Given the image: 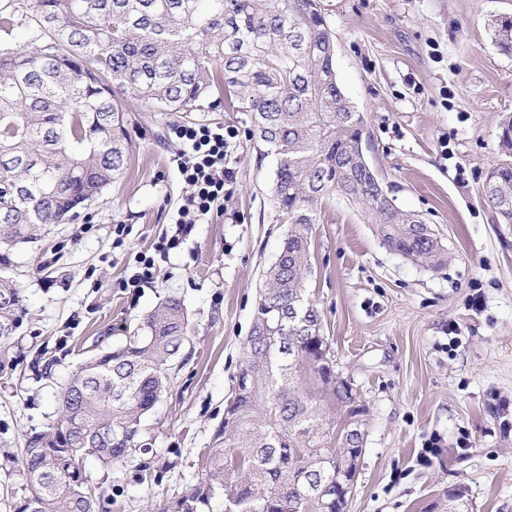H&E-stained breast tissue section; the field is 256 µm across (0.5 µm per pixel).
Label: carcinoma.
Here are the masks:
<instances>
[{"label":"carcinoma","instance_id":"cac0c4a2","mask_svg":"<svg viewBox=\"0 0 512 512\" xmlns=\"http://www.w3.org/2000/svg\"><path fill=\"white\" fill-rule=\"evenodd\" d=\"M35 32L0 53V248L64 224L122 181L133 152L122 100L159 112H198L217 96L250 114L253 137L274 160L272 201L288 225L263 274L245 366L213 434L203 482L163 512H345L364 432L352 384L339 376L319 310L306 298L310 244L323 202L360 206L383 245L432 271L447 263L425 218L390 198L360 149L364 116L336 79V37L320 0H16L0 14L13 33ZM512 54V17L491 20ZM499 146L512 154V115ZM486 198L512 223V163L486 174ZM21 289L0 276V326L17 327ZM190 341L181 301L162 300L143 331L87 360L59 395V416L27 437L18 464L28 496L13 512H94L81 460L122 463L137 452L141 420L169 383V363ZM356 427L337 433L338 424ZM465 489L448 512H467Z\"/></svg>","mask_w":512,"mask_h":512}]
</instances>
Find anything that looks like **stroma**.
<instances>
[{
  "label": "stroma",
  "instance_id": "35a3bbf8",
  "mask_svg": "<svg viewBox=\"0 0 512 512\" xmlns=\"http://www.w3.org/2000/svg\"><path fill=\"white\" fill-rule=\"evenodd\" d=\"M336 35L337 81L365 117V153L398 206L421 214L448 249L431 271L389 251L358 208L325 203L307 295L340 370L364 406L365 438L346 512H447L461 486L473 512H512V224L484 196L512 115V55L488 21L512 0H321ZM136 151L125 179L75 221L42 226L6 252L25 310L0 353V490L26 493L16 460L57 417L81 363L122 345L162 299L181 300L190 348L140 426V450L83 475L95 512H162L201 480L244 359L263 270L286 226L272 200V158L248 113L158 112L127 98ZM235 126L234 180L208 223L160 257L186 185L172 123ZM128 234L117 240L113 225ZM151 282L127 281L135 257ZM467 439L468 452L457 444Z\"/></svg>",
  "mask_w": 512,
  "mask_h": 512
}]
</instances>
